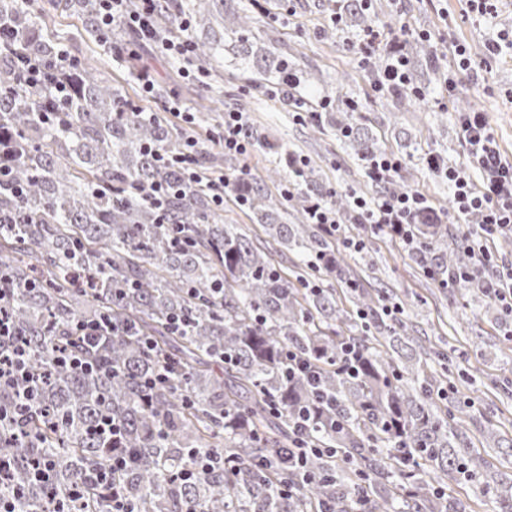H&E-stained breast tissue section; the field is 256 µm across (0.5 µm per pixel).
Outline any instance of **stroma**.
<instances>
[{
  "mask_svg": "<svg viewBox=\"0 0 512 512\" xmlns=\"http://www.w3.org/2000/svg\"><path fill=\"white\" fill-rule=\"evenodd\" d=\"M257 21L255 48L276 46L288 53L306 72L320 78L299 85L308 105L295 115L280 97H251L255 69L235 61L232 35L225 34L224 54L219 68L206 67L197 56L181 61L149 46L139 47L135 59L121 62L117 56L133 36L114 31L111 39H87L80 17L64 9L61 0H38L36 10L46 22L49 34L62 40L72 56L96 65L113 86L140 110L157 114L172 128H179L178 117L170 111V101L195 112V136L205 144L218 142L224 126V112L248 103L245 114L270 139L286 144L297 158L315 170L328 190L375 198L376 192L365 174V167L352 150L343 145L332 129L316 126L315 114L321 104L351 99L360 105L362 122L374 139L379 153L399 159L409 172L411 189L421 193L428 205L453 213L452 192L446 180L436 176L429 159L447 165L465 160L458 116L463 106L486 112L494 129L504 160L512 163V52L497 57L486 73V88L475 85L472 73L457 74L458 91L445 104L435 103L445 71L436 69L424 77L422 101L391 100L374 85L376 66L384 61L376 56L371 64H360L353 45L362 27L344 21L333 40H325L322 30L329 25L337 0H242ZM378 22L383 23L384 39L400 30L410 37L428 32L436 52L449 54L452 43L468 47L473 62L485 57L490 30L466 13L465 0H373ZM205 70L198 80L184 78V68ZM147 70L157 92L142 98L135 76ZM350 269L366 287L389 288L405 298L404 314L429 336L441 337V349L452 367L476 372L469 394L472 409L463 426L475 447L484 449L490 472L511 473L512 456L503 446L512 441V325L499 319L498 307L481 294L460 287H441L428 278L411 252L391 237L368 239L358 253L345 252Z\"/></svg>",
  "mask_w": 512,
  "mask_h": 512,
  "instance_id": "35a3bbf8",
  "label": "stroma"
}]
</instances>
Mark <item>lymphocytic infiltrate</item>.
<instances>
[{
  "instance_id": "1",
  "label": "lymphocytic infiltrate",
  "mask_w": 512,
  "mask_h": 512,
  "mask_svg": "<svg viewBox=\"0 0 512 512\" xmlns=\"http://www.w3.org/2000/svg\"><path fill=\"white\" fill-rule=\"evenodd\" d=\"M95 2L97 23L103 34H110L117 27H126L142 41L159 43L162 52L168 56L184 58L192 52L193 45L189 39H159L153 25L157 0H137V8L133 11L127 8L128 0ZM78 65L77 58L63 51L53 60L23 58L14 74L20 83L51 88L53 95L49 106L56 112L65 101V92L73 88L72 78ZM459 122L466 162L443 168L441 174L453 192L457 220L465 222L473 216L479 219L477 230L468 233L467 242L472 253L486 267L487 273L478 279L469 271L455 270L449 272L441 284L446 288H455L463 283L476 284L484 297L497 303L504 315L512 319V264L498 265L494 255L486 248L488 239L512 234V163L502 160L486 113L478 110L464 112ZM353 205L368 228L367 235L350 234L343 218L327 201L315 204L310 218L313 223L323 225L330 236L352 252L362 251L365 238L369 235L392 236L398 238L408 250H419L420 245L410 226L427 206L421 194L405 191L381 195L369 202L358 197ZM13 334L11 319L5 308L0 307V336L13 338ZM37 384L38 379L30 368L24 342L14 340L8 353L0 354V385L19 389L23 401L17 404L16 413L26 410L24 398L32 393Z\"/></svg>"
}]
</instances>
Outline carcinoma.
Masks as SVG:
<instances>
[{"mask_svg": "<svg viewBox=\"0 0 512 512\" xmlns=\"http://www.w3.org/2000/svg\"><path fill=\"white\" fill-rule=\"evenodd\" d=\"M81 15L86 34L99 35L91 0H66ZM196 22L208 42L195 51L212 61L224 37L210 27L224 14V29L237 36L241 59L252 54L255 18L232 0H192ZM0 13L19 32L15 49L27 57L52 58L59 51L44 34L41 18L17 0H0ZM425 57L438 64L427 45L407 43L406 58ZM257 69L277 84L293 76L305 80L298 64L269 48ZM14 62L0 57V132L8 133L21 155L0 156L10 174L0 185V262L11 281L1 305L25 342L34 372L40 375L35 398L20 425L0 429V459L11 465L12 487L25 489L16 512H50L51 499L64 498L89 472L102 468L107 450L95 432L110 416L122 427L115 448L133 457L115 478L138 512H353V497L366 492L368 512H466L449 489L474 488L494 500L496 512H512V474L484 469L479 449L466 431L448 421L444 387H454L443 352L431 340L406 336L403 313L394 293H371L344 269L330 236L317 224H283L288 198L268 192L265 183L241 178L238 194L278 244L296 247L307 261L292 277L275 260L268 241H255L224 218L206 183L224 174V155L201 150L196 168L200 183H188L181 170L154 160L149 147L169 155L182 151L185 136L155 114L133 107L112 83L88 63L77 71L73 92L61 107L62 122L41 113L47 90L14 82ZM357 105L336 104L329 115L357 159L377 155L374 140L355 117ZM247 138L288 160V149L269 141L251 125ZM308 202L325 196L323 185L302 171ZM406 175L375 184L380 194L404 190ZM172 188L163 210L145 195ZM348 222L356 212L344 194L332 196ZM413 231L424 250L423 266L444 279L466 269L471 254L454 241V229L427 207ZM330 264H312L318 253ZM96 280L90 289L82 282ZM333 277L356 307H339L336 289L321 281ZM177 314L183 324L170 326ZM112 322L107 341L90 351L93 371L59 360L60 350L86 351L75 325L80 320ZM152 340L155 349L142 346ZM358 352L359 374L341 369V346ZM306 357L319 375V389L335 401L331 426L325 417L307 430L317 448H336L333 457L315 458L310 479L290 498L278 496L281 482L295 474L279 464L293 438L297 409L310 405L315 389L288 379L287 352ZM167 364L166 381L146 393L142 384ZM439 367H434V364ZM230 450L244 461L272 463L265 476L249 468L226 471L222 463L194 480L179 474L197 458H222ZM52 461L50 483L31 477V461ZM111 491L88 490L71 512H110Z\"/></svg>", "mask_w": 512, "mask_h": 512, "instance_id": "1", "label": "carcinoma"}]
</instances>
